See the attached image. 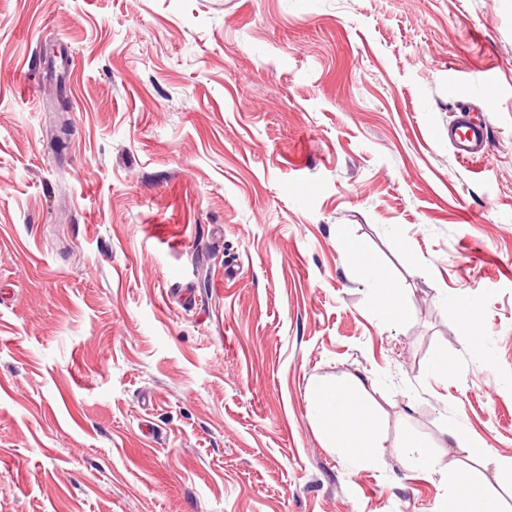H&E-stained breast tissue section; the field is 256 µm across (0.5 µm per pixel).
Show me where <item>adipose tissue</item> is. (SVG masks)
Here are the masks:
<instances>
[{"label":"adipose tissue","instance_id":"1","mask_svg":"<svg viewBox=\"0 0 512 512\" xmlns=\"http://www.w3.org/2000/svg\"><path fill=\"white\" fill-rule=\"evenodd\" d=\"M337 241L344 249L358 253L366 277L375 285L373 304L387 319L399 322L405 319L407 308L399 297L397 288L381 259L364 251L361 244L348 241L344 231H337ZM359 379L343 383H321L311 396L314 419L327 436L331 448L348 460L367 458L370 451L382 449L383 438L369 407L358 396ZM400 452L409 467L448 476L454 487L449 499L448 512H503L496 496L488 491L467 469L447 471L440 456L425 450L420 439L414 438L401 444Z\"/></svg>","mask_w":512,"mask_h":512}]
</instances>
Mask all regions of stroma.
<instances>
[{
  "label": "stroma",
  "instance_id": "1",
  "mask_svg": "<svg viewBox=\"0 0 512 512\" xmlns=\"http://www.w3.org/2000/svg\"><path fill=\"white\" fill-rule=\"evenodd\" d=\"M413 435L512 512V0H0V512H443ZM458 110L468 114H463L457 124L448 128V142L452 145L455 156L461 161L484 157L485 126L481 121L471 118L469 105L462 102ZM336 240L344 249L360 256L366 277L376 286L373 304L377 311L391 321L404 320L407 316V308L399 297V289L393 286L381 259L367 252L361 244L349 241L341 227L336 229ZM362 382L320 383L312 389L311 410L330 447L348 460L365 459L373 449L385 448L379 426L358 396Z\"/></svg>",
  "mask_w": 512,
  "mask_h": 512
}]
</instances>
